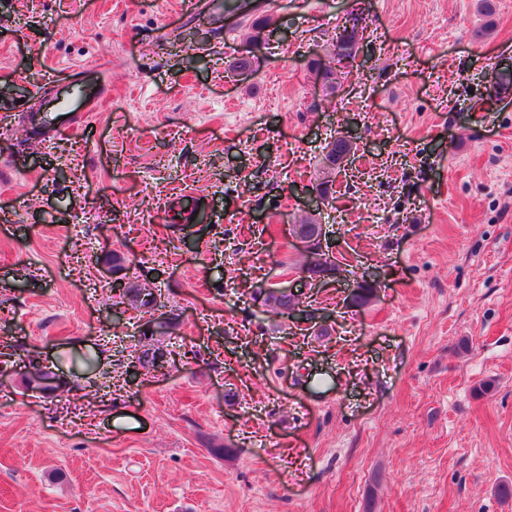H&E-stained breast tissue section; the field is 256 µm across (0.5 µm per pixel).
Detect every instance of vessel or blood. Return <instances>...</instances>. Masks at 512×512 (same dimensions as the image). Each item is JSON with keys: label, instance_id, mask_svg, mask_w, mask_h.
Segmentation results:
<instances>
[{"label": "vessel or blood", "instance_id": "vessel-or-blood-1", "mask_svg": "<svg viewBox=\"0 0 512 512\" xmlns=\"http://www.w3.org/2000/svg\"><path fill=\"white\" fill-rule=\"evenodd\" d=\"M79 72L81 77L76 81L49 78L46 88L23 105L21 116L29 134L49 139L87 124L104 93L99 81L102 70L86 64Z\"/></svg>", "mask_w": 512, "mask_h": 512}]
</instances>
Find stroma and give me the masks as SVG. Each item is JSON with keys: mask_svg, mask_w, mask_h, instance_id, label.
Wrapping results in <instances>:
<instances>
[{"mask_svg": "<svg viewBox=\"0 0 512 512\" xmlns=\"http://www.w3.org/2000/svg\"><path fill=\"white\" fill-rule=\"evenodd\" d=\"M206 2L0 0V107L86 63L108 89L50 141L0 118V512H512V0H258V44ZM354 9L364 74L330 90L311 64ZM344 132L360 175L309 204ZM116 252L177 319L133 377ZM319 240L321 241L322 248L325 252H328L329 250H326L328 248L326 246V243L322 242V235L320 234ZM309 253L314 255L312 260L303 266V270L306 271L310 266H314L315 268H319L318 270L312 271L311 269H308L309 271H312L314 273L318 274H326L323 278V280L328 283L336 279V262L330 259V256L326 254L324 251H321L316 243L313 244V247L308 248ZM253 295L255 300L261 299L265 306L281 314H290L299 304L298 298H295L293 293L286 294L280 289L265 288L262 285L254 289Z\"/></svg>", "mask_w": 512, "mask_h": 512, "instance_id": "35a3bbf8", "label": "stroma"}]
</instances>
